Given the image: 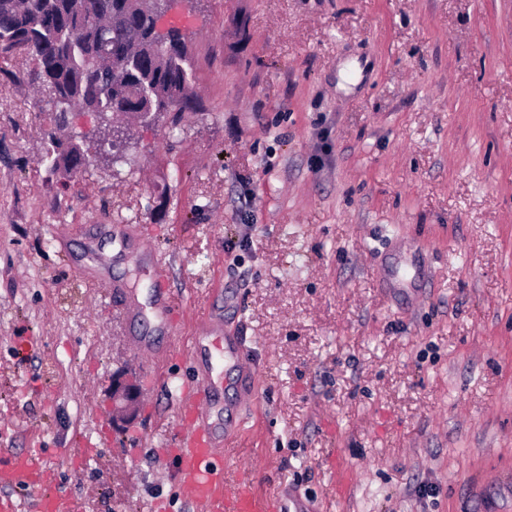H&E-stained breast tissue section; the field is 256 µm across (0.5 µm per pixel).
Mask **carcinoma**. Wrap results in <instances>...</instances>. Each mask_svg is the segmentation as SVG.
Masks as SVG:
<instances>
[{"mask_svg": "<svg viewBox=\"0 0 512 512\" xmlns=\"http://www.w3.org/2000/svg\"><path fill=\"white\" fill-rule=\"evenodd\" d=\"M28 54L32 82L46 93L54 122H68L78 106L89 111L135 115L179 127L201 111L194 91L189 39L179 30L156 31L146 0H0V58ZM84 136H49L44 162L51 174L72 178L91 158ZM106 164L130 163L132 133L117 144L103 139Z\"/></svg>", "mask_w": 512, "mask_h": 512, "instance_id": "cac0c4a2", "label": "carcinoma"}]
</instances>
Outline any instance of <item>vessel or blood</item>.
I'll use <instances>...</instances> for the list:
<instances>
[{
  "label": "vessel or blood",
  "instance_id": "b4317fda",
  "mask_svg": "<svg viewBox=\"0 0 512 512\" xmlns=\"http://www.w3.org/2000/svg\"><path fill=\"white\" fill-rule=\"evenodd\" d=\"M152 277L154 292L164 302L168 326L177 329L184 319V310L170 287V273L166 264H156ZM217 352L228 358L237 357L235 338L224 337L212 347L198 342L188 349L191 360L206 373L207 378L184 387L181 392L179 418L184 429L175 450L177 480L191 491L205 512H283L279 499L259 501L249 481L229 484L224 477L223 465L217 462L219 442L215 428L207 418V410L214 397L213 382L208 375L212 370L213 355ZM49 480V472L43 466L39 452L1 454L0 487L4 488L5 493L0 496V512H19L17 501L8 495L7 490L21 482L38 491L37 512H73L68 498L45 492L44 487Z\"/></svg>",
  "mask_w": 512,
  "mask_h": 512
}]
</instances>
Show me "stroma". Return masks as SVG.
<instances>
[{"label": "stroma", "instance_id": "stroma-1", "mask_svg": "<svg viewBox=\"0 0 512 512\" xmlns=\"http://www.w3.org/2000/svg\"><path fill=\"white\" fill-rule=\"evenodd\" d=\"M170 21L203 110L137 129L131 175L49 180L33 64L0 73V450L42 449L74 512H200L174 448L186 347L217 322L257 388L224 391L245 418L224 474L259 500L512 512V0H177ZM120 373L140 399L119 424ZM154 292L165 307L166 320L172 334L184 319V310L178 295L170 288V273L165 263H157L152 271Z\"/></svg>", "mask_w": 512, "mask_h": 512}]
</instances>
